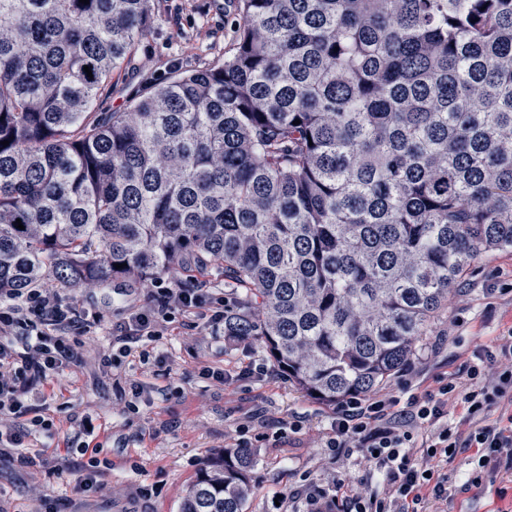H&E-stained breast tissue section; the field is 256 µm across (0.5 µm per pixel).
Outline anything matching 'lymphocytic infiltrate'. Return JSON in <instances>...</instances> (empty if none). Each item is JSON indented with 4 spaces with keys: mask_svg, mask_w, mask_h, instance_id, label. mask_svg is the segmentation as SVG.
I'll list each match as a JSON object with an SVG mask.
<instances>
[{
    "mask_svg": "<svg viewBox=\"0 0 512 512\" xmlns=\"http://www.w3.org/2000/svg\"><path fill=\"white\" fill-rule=\"evenodd\" d=\"M148 295V305L113 324L104 368L119 367L141 341L168 335L176 317H201L217 329L234 310L200 288H152ZM102 321L100 312L65 301L50 282L0 296V444L18 448L20 464L37 465L23 445L52 430L33 415L26 393L87 350V336ZM433 383L418 393L405 379L396 391L337 404L328 434L316 441L336 471L327 481L304 476L287 497L288 512H427L429 504L512 474V327L475 344L458 369L437 374ZM354 455L368 466L356 480L344 472ZM459 459L465 479L456 485L446 468Z\"/></svg>",
    "mask_w": 512,
    "mask_h": 512,
    "instance_id": "f902f5d3",
    "label": "lymphocytic infiltrate"
}]
</instances>
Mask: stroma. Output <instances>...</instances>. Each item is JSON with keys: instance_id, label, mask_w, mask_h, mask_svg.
I'll use <instances>...</instances> for the list:
<instances>
[{"instance_id": "stroma-1", "label": "stroma", "mask_w": 512, "mask_h": 512, "mask_svg": "<svg viewBox=\"0 0 512 512\" xmlns=\"http://www.w3.org/2000/svg\"><path fill=\"white\" fill-rule=\"evenodd\" d=\"M241 21L239 0H156L154 22L136 53L133 69L112 75L97 107L121 112L133 98L163 82L177 69L223 63L234 48ZM63 296L100 311L96 331L100 355L84 354L39 387L30 402L37 415L52 421L53 435L32 441L40 453L39 470L20 466L17 451L0 446V512H33L36 494L66 503V512H135L137 486L156 487L154 512H180L186 486L214 454L233 447L226 432L237 422L263 426L268 442L255 449L257 490L247 512H269L277 496L296 489L304 473L321 474L329 463L312 444L326 433L332 410L301 393L287 378L273 373L268 352L252 345L240 349L200 329L178 326L173 334L147 343L148 360L124 358L112 374L100 370L101 354L112 351V325L146 304L140 284L107 282L92 288H66ZM512 325V252L481 256L460 281L448 306L432 321L411 363L413 385L426 388L440 372L457 369L475 344L488 342ZM268 368L266 376L224 387L202 375L203 366L238 372L247 365ZM143 384L130 411V383ZM90 417L100 426L98 442L113 462L100 480L103 492H77L79 474L73 419ZM304 419L302 433L283 430L284 419Z\"/></svg>"}]
</instances>
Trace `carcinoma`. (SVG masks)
Returning <instances> with one entry per match:
<instances>
[{
	"instance_id": "1",
	"label": "carcinoma",
	"mask_w": 512,
	"mask_h": 512,
	"mask_svg": "<svg viewBox=\"0 0 512 512\" xmlns=\"http://www.w3.org/2000/svg\"><path fill=\"white\" fill-rule=\"evenodd\" d=\"M239 2L224 65L94 112L153 0H0V294L214 270L224 332L334 406L512 251V0ZM255 465L209 458L181 512H244Z\"/></svg>"
}]
</instances>
